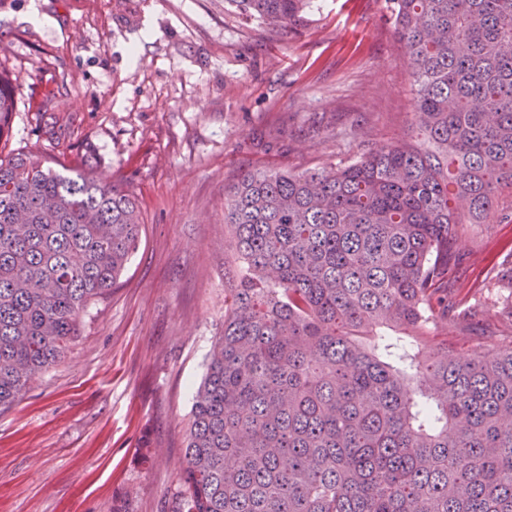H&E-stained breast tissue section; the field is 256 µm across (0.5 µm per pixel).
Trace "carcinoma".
I'll use <instances>...</instances> for the list:
<instances>
[{
	"label": "carcinoma",
	"instance_id": "1",
	"mask_svg": "<svg viewBox=\"0 0 512 512\" xmlns=\"http://www.w3.org/2000/svg\"><path fill=\"white\" fill-rule=\"evenodd\" d=\"M227 2L288 33L308 4ZM387 2L416 136L224 189V329L173 512H512V345L422 353L464 225L512 215V0ZM14 106L0 73V140ZM142 232L94 165L0 153V406L65 357Z\"/></svg>",
	"mask_w": 512,
	"mask_h": 512
}]
</instances>
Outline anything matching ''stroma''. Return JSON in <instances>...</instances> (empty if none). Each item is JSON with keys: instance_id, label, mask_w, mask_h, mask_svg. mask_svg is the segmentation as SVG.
Returning a JSON list of instances; mask_svg holds the SVG:
<instances>
[{"instance_id": "35a3bbf8", "label": "stroma", "mask_w": 512, "mask_h": 512, "mask_svg": "<svg viewBox=\"0 0 512 512\" xmlns=\"http://www.w3.org/2000/svg\"><path fill=\"white\" fill-rule=\"evenodd\" d=\"M51 18L36 27L30 9ZM386 0H310L300 34L225 0H0L17 77L1 149L91 154L142 241L65 357L0 407V512H171L192 393L224 324V187L256 167L344 165L408 137L413 81ZM432 329L464 359L512 343V222L468 225Z\"/></svg>"}]
</instances>
